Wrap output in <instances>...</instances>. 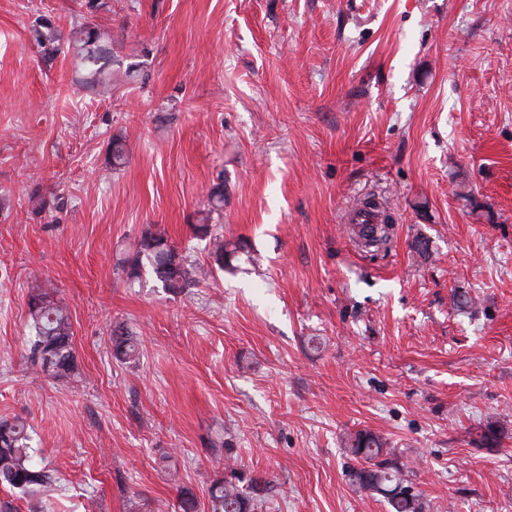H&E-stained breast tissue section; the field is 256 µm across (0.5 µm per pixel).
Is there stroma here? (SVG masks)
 <instances>
[{
  "label": "stroma",
  "instance_id": "1",
  "mask_svg": "<svg viewBox=\"0 0 512 512\" xmlns=\"http://www.w3.org/2000/svg\"><path fill=\"white\" fill-rule=\"evenodd\" d=\"M78 8L0 0V417L56 479L42 512L204 506L232 472L260 477L255 512H389L348 478L360 430L425 512H512V0H102L149 71L105 96L31 39ZM371 194L394 235L364 248L345 216ZM204 216L234 271L129 275L150 226L209 266ZM37 286L70 311L66 384L28 358ZM200 221L199 224H194V232L201 238H209L210 245L212 246L210 255L213 258L214 264L222 271L233 270L236 267L233 262L242 249L241 245L224 242L223 229L217 227L216 224H208V217ZM229 246L231 247L229 248ZM111 342L113 354L117 358L133 360L138 354L139 348L136 339L122 326L113 329Z\"/></svg>",
  "mask_w": 512,
  "mask_h": 512
}]
</instances>
